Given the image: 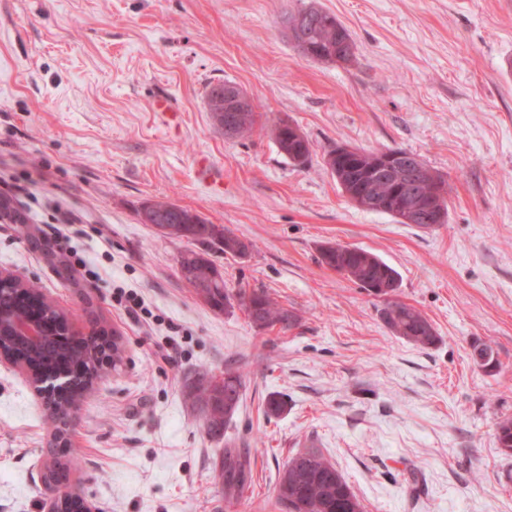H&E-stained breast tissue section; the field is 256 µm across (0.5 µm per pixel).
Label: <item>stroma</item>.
Here are the masks:
<instances>
[{
  "label": "stroma",
  "instance_id": "1",
  "mask_svg": "<svg viewBox=\"0 0 512 512\" xmlns=\"http://www.w3.org/2000/svg\"><path fill=\"white\" fill-rule=\"evenodd\" d=\"M310 6L350 31L351 61L300 54L284 18ZM225 81L254 101L249 137L212 124L206 93ZM163 94L175 111L152 110ZM277 120L309 139L307 167L280 153ZM337 145L419 155L446 182L447 223L349 201L325 165ZM160 198L252 242L215 253L228 287L266 289L297 323L260 329L197 298L184 242L138 219ZM0 199L27 217L0 218V270L123 351L70 424L71 488L97 512H283L279 474L310 444L366 512H512V0H0ZM326 242L394 267L437 342L393 334L382 298L321 263ZM120 288L159 324L125 315ZM227 368L244 389L226 434L252 470L231 508L224 445L186 396ZM272 395L286 408L269 418ZM54 432L0 363V512H42Z\"/></svg>",
  "mask_w": 512,
  "mask_h": 512
}]
</instances>
